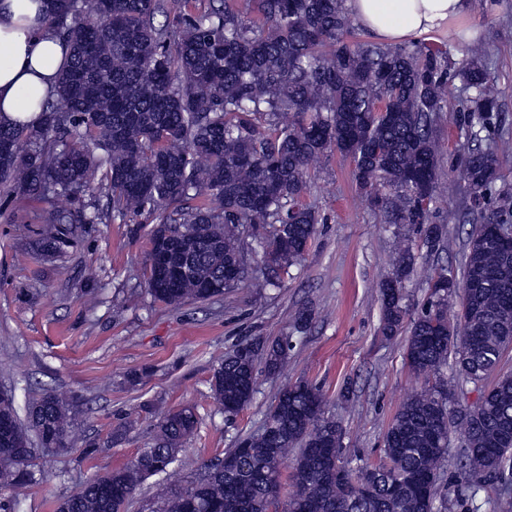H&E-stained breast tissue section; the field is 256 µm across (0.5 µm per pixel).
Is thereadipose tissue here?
Returning a JSON list of instances; mask_svg holds the SVG:
<instances>
[{
    "mask_svg": "<svg viewBox=\"0 0 512 512\" xmlns=\"http://www.w3.org/2000/svg\"><path fill=\"white\" fill-rule=\"evenodd\" d=\"M354 20L379 42L398 44L459 19L466 0H346ZM47 0H0V118L38 124L39 100L56 91L64 51L46 23Z\"/></svg>",
    "mask_w": 512,
    "mask_h": 512,
    "instance_id": "adipose-tissue-1",
    "label": "adipose tissue"
}]
</instances>
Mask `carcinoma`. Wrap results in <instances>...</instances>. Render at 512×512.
Returning a JSON list of instances; mask_svg holds the SVG:
<instances>
[{
    "label": "carcinoma",
    "instance_id": "carcinoma-1",
    "mask_svg": "<svg viewBox=\"0 0 512 512\" xmlns=\"http://www.w3.org/2000/svg\"><path fill=\"white\" fill-rule=\"evenodd\" d=\"M49 25L69 54L56 93L40 103L37 126L0 121V187L39 200L36 251L53 253L103 212L85 193L112 194L124 216H154L151 243L170 245L175 280L148 254V288L169 304L204 301L247 281L248 227L278 273L294 265L316 232V208L301 202L311 164L336 151L354 164L361 191L390 224H413L430 249L446 237L433 222L441 177L437 119L448 84L459 126L476 145L464 157L473 227L462 279L430 277L420 310L407 315L401 289L415 264L403 246L380 287V331L394 336L410 319L405 361L438 382L401 405L383 439L385 461L342 456V428L325 415L321 390L300 380L281 387L262 430L205 466L186 487L159 486L163 512H437L436 485L448 456V422L459 384L492 374L512 344V251L496 242L512 227V188L499 186V158L512 137L496 130L499 93L486 47L461 43L454 60L439 48L351 40L344 0H51ZM64 197L72 208L60 210ZM243 266L222 288L224 272ZM462 313L448 319V305ZM288 339L253 338L224 355L212 394L233 418L256 393V358L267 371L288 362ZM456 378L441 379L448 359ZM77 396L45 390L19 415L0 402V512L36 480L39 447L71 443ZM465 448L458 473L468 507L487 484L497 512H512V375L459 413ZM192 405L165 413L150 446L123 466L86 478L55 512H126L145 480L179 461L197 429ZM292 464V490L280 503V475Z\"/></svg>",
    "mask_w": 512,
    "mask_h": 512
}]
</instances>
